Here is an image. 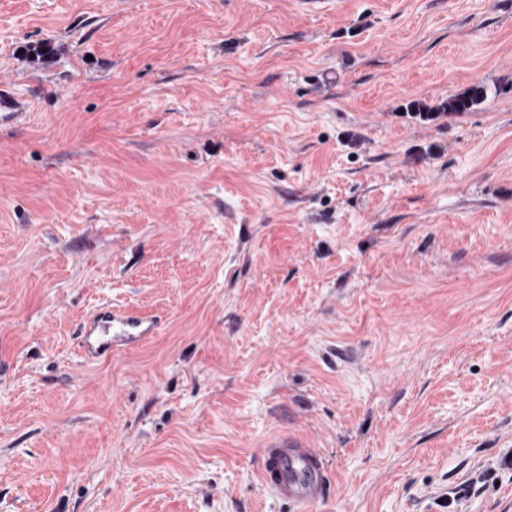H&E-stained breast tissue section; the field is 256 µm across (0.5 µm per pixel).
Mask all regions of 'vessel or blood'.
<instances>
[{
    "mask_svg": "<svg viewBox=\"0 0 512 512\" xmlns=\"http://www.w3.org/2000/svg\"><path fill=\"white\" fill-rule=\"evenodd\" d=\"M31 117L29 100L1 78L0 127L20 129L29 124ZM158 327L154 317L102 303L80 326L81 348L87 359L102 360L155 336ZM328 467L324 450L313 441L277 435L269 438L262 450L259 478L266 490L297 512H310L326 497Z\"/></svg>",
    "mask_w": 512,
    "mask_h": 512,
    "instance_id": "b4317fda",
    "label": "vessel or blood"
}]
</instances>
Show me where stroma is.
Segmentation results:
<instances>
[{
  "mask_svg": "<svg viewBox=\"0 0 512 512\" xmlns=\"http://www.w3.org/2000/svg\"><path fill=\"white\" fill-rule=\"evenodd\" d=\"M0 77L53 89L0 128V512H293L278 434L316 512H512V0H0ZM105 300L158 333L87 363ZM58 53V45L51 40L22 42L16 45L14 55L33 67H46ZM478 105L472 101L470 91L465 96L446 98L434 107H428L418 101L410 103L411 112H395L402 118L409 119L412 123L429 128L448 121L449 117L459 116L465 108ZM260 457L261 485L297 512H305L325 499L329 464L323 448L313 441L298 436H273Z\"/></svg>",
  "mask_w": 512,
  "mask_h": 512,
  "instance_id": "35a3bbf8",
  "label": "stroma"
}]
</instances>
